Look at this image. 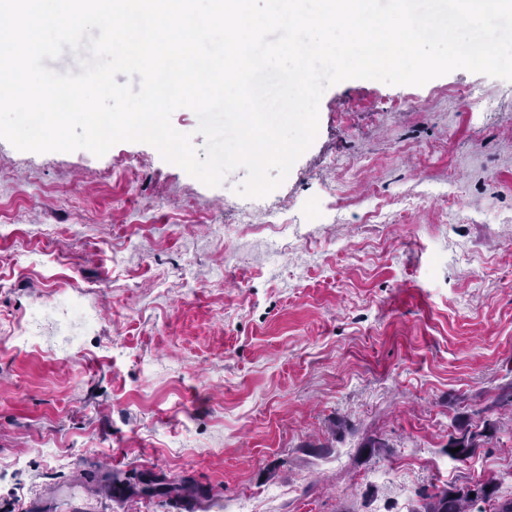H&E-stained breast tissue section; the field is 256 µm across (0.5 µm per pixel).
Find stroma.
Instances as JSON below:
<instances>
[{"mask_svg": "<svg viewBox=\"0 0 512 512\" xmlns=\"http://www.w3.org/2000/svg\"><path fill=\"white\" fill-rule=\"evenodd\" d=\"M246 177L0 140V512L512 497V81H342L240 224ZM459 421L500 427L461 462Z\"/></svg>", "mask_w": 512, "mask_h": 512, "instance_id": "stroma-1", "label": "stroma"}]
</instances>
